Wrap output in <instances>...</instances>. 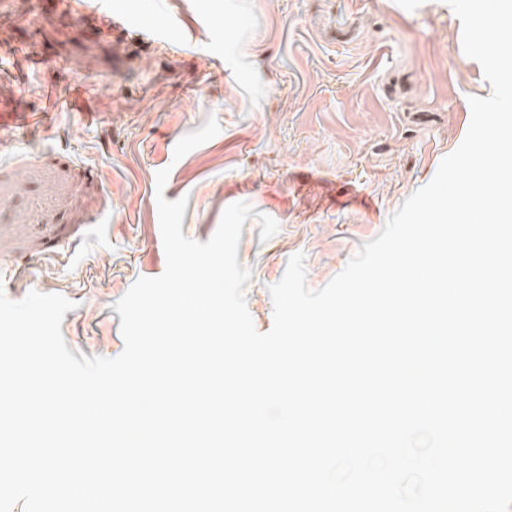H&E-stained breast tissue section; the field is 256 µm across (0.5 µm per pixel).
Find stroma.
Listing matches in <instances>:
<instances>
[{
  "label": "stroma",
  "mask_w": 512,
  "mask_h": 512,
  "mask_svg": "<svg viewBox=\"0 0 512 512\" xmlns=\"http://www.w3.org/2000/svg\"><path fill=\"white\" fill-rule=\"evenodd\" d=\"M72 5L0 0V260L24 269L0 291L75 302L62 334L89 357L121 353L115 302L165 269L159 170L200 242L253 205L238 261L264 333L289 258L324 287L492 93L446 0H90L127 16L117 38ZM211 115L219 134L174 160Z\"/></svg>",
  "instance_id": "stroma-1"
}]
</instances>
